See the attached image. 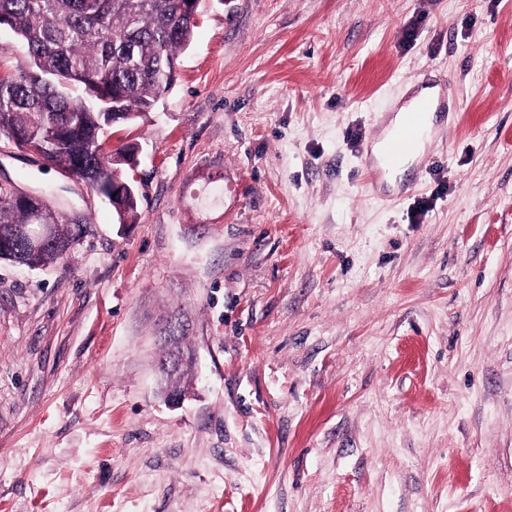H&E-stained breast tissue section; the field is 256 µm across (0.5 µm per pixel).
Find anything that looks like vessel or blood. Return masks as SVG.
Instances as JSON below:
<instances>
[{
    "label": "vessel or blood",
    "instance_id": "obj_1",
    "mask_svg": "<svg viewBox=\"0 0 512 512\" xmlns=\"http://www.w3.org/2000/svg\"><path fill=\"white\" fill-rule=\"evenodd\" d=\"M446 107V99L420 97L413 107L404 112L400 124L392 130L383 153L375 162L368 164L370 178L378 179L382 173L397 167L408 157L419 141L426 119Z\"/></svg>",
    "mask_w": 512,
    "mask_h": 512
}]
</instances>
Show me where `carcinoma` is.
I'll use <instances>...</instances> for the list:
<instances>
[{
  "label": "carcinoma",
  "instance_id": "carcinoma-1",
  "mask_svg": "<svg viewBox=\"0 0 512 512\" xmlns=\"http://www.w3.org/2000/svg\"><path fill=\"white\" fill-rule=\"evenodd\" d=\"M197 6L191 0H0V29L21 46L10 74L0 77V135L21 148L40 144L51 166L79 175L113 204L118 220L136 223L137 191L118 195L130 182L124 171L131 148L115 157L102 136L112 107L130 123L154 108L173 82L177 54L193 42ZM35 201L0 187V260L40 268L62 259L81 228L46 213L51 242L32 252L26 225L38 220ZM183 330L164 337L161 370L167 390L185 394Z\"/></svg>",
  "mask_w": 512,
  "mask_h": 512
}]
</instances>
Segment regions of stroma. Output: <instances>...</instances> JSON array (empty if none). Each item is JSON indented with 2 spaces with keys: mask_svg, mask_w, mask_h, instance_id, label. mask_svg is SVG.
I'll use <instances>...</instances> for the list:
<instances>
[{
  "mask_svg": "<svg viewBox=\"0 0 512 512\" xmlns=\"http://www.w3.org/2000/svg\"><path fill=\"white\" fill-rule=\"evenodd\" d=\"M438 79L411 194L367 185ZM131 143L121 224L0 136V186L82 227L0 262L5 512H512V0H201ZM178 328V334L168 332L167 336H164L165 354L160 361V365L162 372L166 375V381L169 382L167 392L169 393V391H172L184 396L185 390L184 387L181 386V379L187 375L185 370L190 363L186 365L184 363H180L178 366H175L174 364L175 361L180 360L181 355L188 353L189 350L187 346L186 349L182 346L186 336H184L183 328L179 324Z\"/></svg>",
  "mask_w": 512,
  "mask_h": 512,
  "instance_id": "35a3bbf8",
  "label": "stroma"
}]
</instances>
